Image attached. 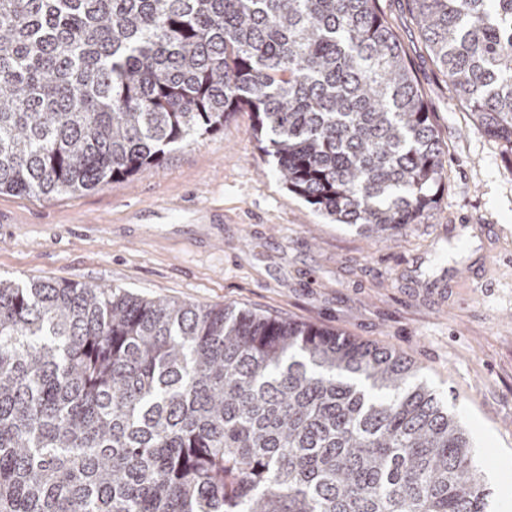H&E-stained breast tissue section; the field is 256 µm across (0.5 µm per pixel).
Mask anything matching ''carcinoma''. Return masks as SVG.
Masks as SVG:
<instances>
[{"label": "carcinoma", "mask_w": 512, "mask_h": 512, "mask_svg": "<svg viewBox=\"0 0 512 512\" xmlns=\"http://www.w3.org/2000/svg\"><path fill=\"white\" fill-rule=\"evenodd\" d=\"M512 152V0H410ZM253 112L288 190L368 238L445 151L378 0H0V193L95 189ZM398 351L233 306L0 279V512H488Z\"/></svg>", "instance_id": "obj_1"}]
</instances>
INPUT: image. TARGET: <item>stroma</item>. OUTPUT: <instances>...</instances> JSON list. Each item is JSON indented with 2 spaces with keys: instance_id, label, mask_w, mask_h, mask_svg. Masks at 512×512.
<instances>
[{
  "instance_id": "stroma-1",
  "label": "stroma",
  "mask_w": 512,
  "mask_h": 512,
  "mask_svg": "<svg viewBox=\"0 0 512 512\" xmlns=\"http://www.w3.org/2000/svg\"><path fill=\"white\" fill-rule=\"evenodd\" d=\"M446 151L432 209L374 240L288 191L242 110L157 168L51 198L0 193V278L232 304L399 351L447 397L512 512V155L452 97L408 0H379Z\"/></svg>"
}]
</instances>
